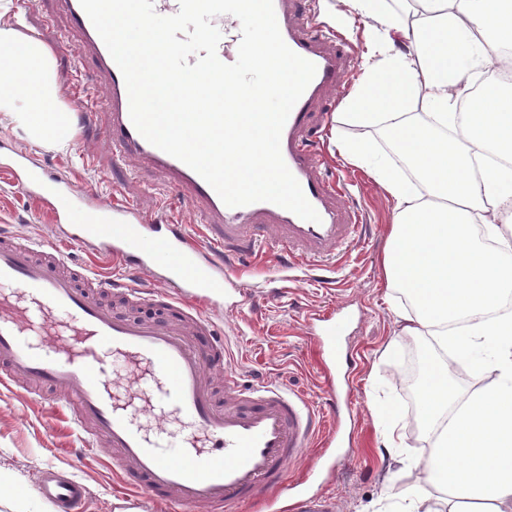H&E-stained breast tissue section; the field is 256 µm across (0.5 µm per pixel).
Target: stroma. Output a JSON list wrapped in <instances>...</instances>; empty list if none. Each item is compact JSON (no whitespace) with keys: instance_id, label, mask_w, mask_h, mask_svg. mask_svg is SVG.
Instances as JSON below:
<instances>
[{"instance_id":"stroma-1","label":"stroma","mask_w":512,"mask_h":512,"mask_svg":"<svg viewBox=\"0 0 512 512\" xmlns=\"http://www.w3.org/2000/svg\"><path fill=\"white\" fill-rule=\"evenodd\" d=\"M308 9L314 20L337 31L354 55H361L365 29L340 0H313ZM10 10L20 14L23 33H36L46 43L62 26L52 0H12ZM52 55L57 76L72 77L81 106H90L99 92L93 63L78 61L68 46L54 47ZM339 110V101L329 102L316 113L314 125L322 131L319 148L329 172L353 183L351 203L364 211L369 226L365 242L355 246L334 271L311 272L293 281L279 280L275 262L280 252L272 250L271 265L246 283L251 291L249 303L243 312L226 314L223 327L230 337L231 363L246 383L276 382L301 390L316 401L322 385L320 350L306 318L313 312L338 308L351 318L349 340L357 353L349 378L357 408L355 431L327 457H320L317 448H308L289 472L331 469V478L321 488L330 512H400L403 493L437 498L441 491L429 480L430 443L416 425L418 408L404 388L405 361L412 341L398 335L397 320L407 302L400 293L386 289L381 263L394 203L367 169L351 165L338 153L334 137ZM74 130L70 148L57 151L30 142L8 118L0 116V145L26 151L47 171L64 174L78 186L131 203L149 221L179 222L201 234L200 215L183 203L177 191H157L159 177L154 170L135 168L113 157L102 142L98 120L75 122ZM91 143L96 144L97 153L90 163L83 153ZM2 230L36 241L54 236L47 214L0 170ZM377 404L400 413L401 447H385L388 427L374 413ZM46 469L67 471L88 486L84 512H119L116 493L120 481L109 468L105 451L85 450L80 432L64 420H51L43 401L18 398L0 386V472L26 488L29 512H55L52 503L37 492Z\"/></svg>"}]
</instances>
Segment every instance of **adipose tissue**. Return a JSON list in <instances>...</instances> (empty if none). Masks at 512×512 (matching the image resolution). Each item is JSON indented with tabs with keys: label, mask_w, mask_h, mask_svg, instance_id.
Returning a JSON list of instances; mask_svg holds the SVG:
<instances>
[{
	"label": "adipose tissue",
	"mask_w": 512,
	"mask_h": 512,
	"mask_svg": "<svg viewBox=\"0 0 512 512\" xmlns=\"http://www.w3.org/2000/svg\"><path fill=\"white\" fill-rule=\"evenodd\" d=\"M369 19L372 60L365 79L336 115L341 125L382 130L406 157L418 180L410 182L361 140L337 138L352 164L368 169L395 202L382 255L387 288L406 295L403 336H432L441 353L428 365L418 417L431 439L428 469L434 485L451 490L452 512L491 500L512 512V242L490 250L473 232L487 216L512 223V167L497 166L482 180L474 162L483 148L512 155V84L487 91L459 123L463 67L479 69L512 48V0H414L419 22L406 27L385 0H344ZM484 40H477L476 32ZM423 91L427 115L407 112L411 92ZM0 115L32 143L62 151L74 135L52 54L33 34L0 24ZM491 342V362L471 360L495 379L461 395L445 352L470 358Z\"/></svg>",
	"instance_id": "obj_1"
}]
</instances>
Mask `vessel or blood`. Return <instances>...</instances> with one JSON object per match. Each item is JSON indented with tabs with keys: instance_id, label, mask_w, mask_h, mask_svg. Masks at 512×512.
I'll return each mask as SVG.
<instances>
[{
	"instance_id": "obj_1",
	"label": "vessel or blood",
	"mask_w": 512,
	"mask_h": 512,
	"mask_svg": "<svg viewBox=\"0 0 512 512\" xmlns=\"http://www.w3.org/2000/svg\"><path fill=\"white\" fill-rule=\"evenodd\" d=\"M79 56L91 59L106 91L105 128L112 152L153 168L185 204L206 216L207 241L182 224H149L131 205L105 200L65 177L47 176L26 152L14 151L7 170L22 193L56 228L57 244L0 234V385L17 397L44 394L47 403L91 446L110 452L109 465L128 487L124 512L145 502L168 512H242L245 505L293 500L299 512H323L306 498L309 474L288 478L286 467L305 449L327 454L344 416L333 371L346 318L311 313L322 338L325 404L275 383L245 385L221 365L229 354L219 313L238 310L247 266H230L224 246L260 259L267 241L308 268L347 256L362 233V216L345 204L352 184L328 179L313 143L311 111L348 83L352 53L315 31L298 0H273L285 43L313 62L316 74L281 134L282 157L320 222L270 202L228 207L193 169L146 141L134 127L123 75L82 9L55 0ZM78 241L116 261H129L156 286L102 279L72 265L62 245ZM157 302L180 315L173 323L131 321L104 302ZM207 337L199 346L197 337ZM39 494L78 512L87 490L72 478L46 474Z\"/></svg>"
}]
</instances>
